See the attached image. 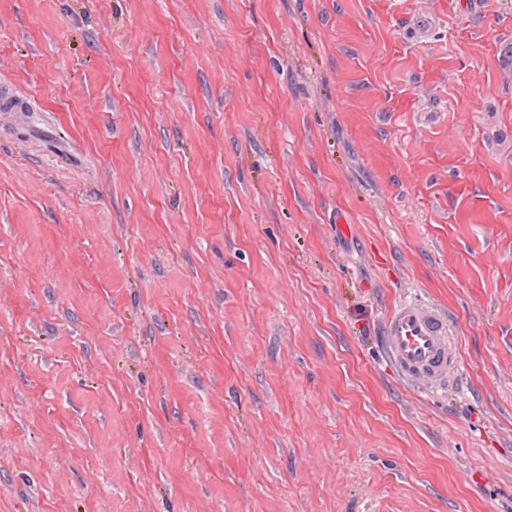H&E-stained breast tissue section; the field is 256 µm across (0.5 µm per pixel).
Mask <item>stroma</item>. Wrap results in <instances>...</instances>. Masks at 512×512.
Returning <instances> with one entry per match:
<instances>
[{
    "mask_svg": "<svg viewBox=\"0 0 512 512\" xmlns=\"http://www.w3.org/2000/svg\"><path fill=\"white\" fill-rule=\"evenodd\" d=\"M1 102L0 512H512V0H0ZM386 356L404 380L430 388L448 382L458 349L447 320L416 299L394 305L383 326Z\"/></svg>",
    "mask_w": 512,
    "mask_h": 512,
    "instance_id": "obj_1",
    "label": "stroma"
}]
</instances>
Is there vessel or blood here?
<instances>
[{
  "label": "vessel or blood",
  "instance_id": "1",
  "mask_svg": "<svg viewBox=\"0 0 512 512\" xmlns=\"http://www.w3.org/2000/svg\"><path fill=\"white\" fill-rule=\"evenodd\" d=\"M383 344L399 376L416 385H444L458 365L457 344L447 320L415 299L394 305L384 321Z\"/></svg>",
  "mask_w": 512,
  "mask_h": 512
}]
</instances>
